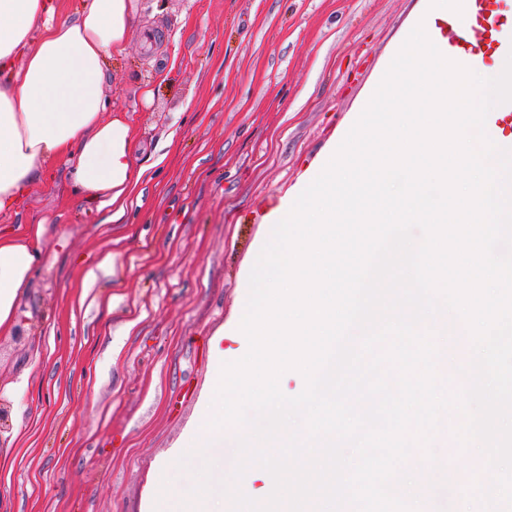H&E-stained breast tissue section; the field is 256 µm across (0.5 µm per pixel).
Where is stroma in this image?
Segmentation results:
<instances>
[{
  "mask_svg": "<svg viewBox=\"0 0 512 512\" xmlns=\"http://www.w3.org/2000/svg\"><path fill=\"white\" fill-rule=\"evenodd\" d=\"M421 7L133 0L128 51L107 63L108 110L129 117L136 163L174 145L125 223L74 193L61 163L9 218L48 232L0 335L18 433L0 438L14 461L0 512H145L198 417L208 341L240 304L268 204L318 163Z\"/></svg>",
  "mask_w": 512,
  "mask_h": 512,
  "instance_id": "stroma-1",
  "label": "stroma"
}]
</instances>
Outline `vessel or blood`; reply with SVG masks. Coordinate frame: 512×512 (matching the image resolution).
<instances>
[{
  "label": "vessel or blood",
  "instance_id": "obj_1",
  "mask_svg": "<svg viewBox=\"0 0 512 512\" xmlns=\"http://www.w3.org/2000/svg\"><path fill=\"white\" fill-rule=\"evenodd\" d=\"M464 27L449 26L448 40L471 61L491 64L501 51L502 27L512 24V0H463Z\"/></svg>",
  "mask_w": 512,
  "mask_h": 512
}]
</instances>
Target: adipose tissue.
<instances>
[{"label":"adipose tissue","instance_id":"adipose-tissue-1","mask_svg":"<svg viewBox=\"0 0 512 512\" xmlns=\"http://www.w3.org/2000/svg\"><path fill=\"white\" fill-rule=\"evenodd\" d=\"M133 24L130 0H0V218L36 183H49L66 162L73 190L110 208L126 206L153 168L133 164V130L107 114L106 61L122 55ZM44 223L0 232V334L16 324Z\"/></svg>","mask_w":512,"mask_h":512}]
</instances>
